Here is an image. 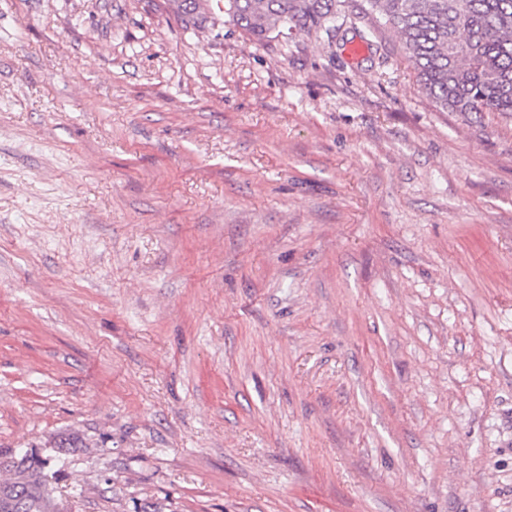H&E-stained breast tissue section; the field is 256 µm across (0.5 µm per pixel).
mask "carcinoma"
<instances>
[{
  "mask_svg": "<svg viewBox=\"0 0 512 512\" xmlns=\"http://www.w3.org/2000/svg\"><path fill=\"white\" fill-rule=\"evenodd\" d=\"M184 26L200 32L230 24L259 43L287 32L336 35L348 0H165ZM399 37L419 69L423 90L457 112L512 113V0H365ZM51 461L32 457L0 481V512H61L47 489Z\"/></svg>",
  "mask_w": 512,
  "mask_h": 512,
  "instance_id": "1",
  "label": "carcinoma"
}]
</instances>
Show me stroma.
I'll use <instances>...</instances> for the list:
<instances>
[{
  "label": "stroma",
  "mask_w": 512,
  "mask_h": 512,
  "mask_svg": "<svg viewBox=\"0 0 512 512\" xmlns=\"http://www.w3.org/2000/svg\"><path fill=\"white\" fill-rule=\"evenodd\" d=\"M20 450L64 512H512V116L438 106L373 15L0 0ZM166 0L167 10L186 28L208 32L226 23L241 29L259 43L281 34L323 31L336 35V15L349 4L347 0ZM214 12H211V8ZM350 7V5H347ZM287 31V33H285ZM272 34L275 36L271 37Z\"/></svg>",
  "instance_id": "stroma-1"
}]
</instances>
